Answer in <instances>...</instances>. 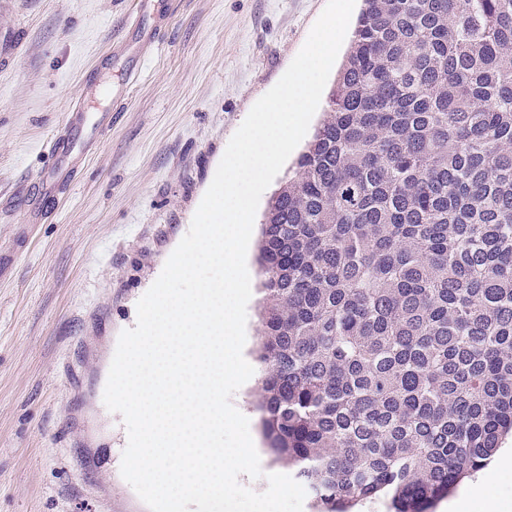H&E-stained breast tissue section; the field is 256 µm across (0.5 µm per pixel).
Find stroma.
Masks as SVG:
<instances>
[{
	"mask_svg": "<svg viewBox=\"0 0 512 512\" xmlns=\"http://www.w3.org/2000/svg\"><path fill=\"white\" fill-rule=\"evenodd\" d=\"M327 0H0V512H149L119 467L121 415L104 405L107 367L136 305L188 232L226 146L255 102L284 74ZM141 41L137 79L123 100H89L113 118L76 179L41 204L47 149L86 83L118 86L114 46L130 24ZM260 232L247 252L252 296L246 357L256 363L263 277ZM259 381L232 397L249 420L262 492L283 472L267 447ZM507 437L477 477L435 512H512ZM111 466L84 469L86 457Z\"/></svg>",
	"mask_w": 512,
	"mask_h": 512,
	"instance_id": "obj_1",
	"label": "stroma"
}]
</instances>
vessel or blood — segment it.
Listing matches in <instances>:
<instances>
[{
	"instance_id": "obj_1",
	"label": "vessel or blood",
	"mask_w": 512,
	"mask_h": 512,
	"mask_svg": "<svg viewBox=\"0 0 512 512\" xmlns=\"http://www.w3.org/2000/svg\"><path fill=\"white\" fill-rule=\"evenodd\" d=\"M111 113L93 114L84 103L74 104L62 134L52 140L54 165L41 179L43 198L55 199L75 178L83 156L97 143Z\"/></svg>"
}]
</instances>
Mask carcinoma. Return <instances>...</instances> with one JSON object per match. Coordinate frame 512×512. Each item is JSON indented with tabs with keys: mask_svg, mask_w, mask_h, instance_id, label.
<instances>
[{
	"mask_svg": "<svg viewBox=\"0 0 512 512\" xmlns=\"http://www.w3.org/2000/svg\"><path fill=\"white\" fill-rule=\"evenodd\" d=\"M262 428L319 512H428L512 434V0H363L264 216Z\"/></svg>",
	"mask_w": 512,
	"mask_h": 512,
	"instance_id": "1",
	"label": "carcinoma"
}]
</instances>
